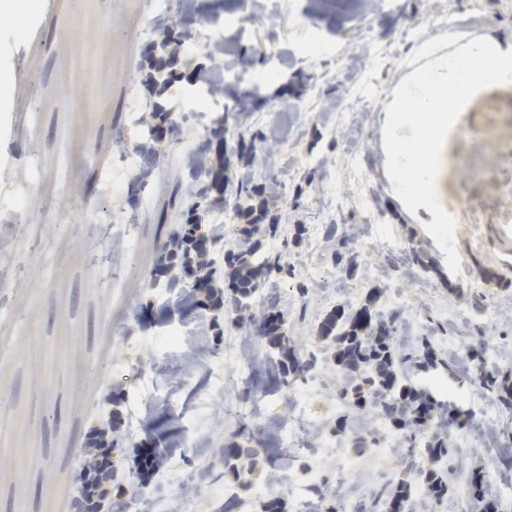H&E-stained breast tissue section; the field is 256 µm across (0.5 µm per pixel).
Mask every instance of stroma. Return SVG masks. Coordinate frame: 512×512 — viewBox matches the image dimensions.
<instances>
[{"mask_svg":"<svg viewBox=\"0 0 512 512\" xmlns=\"http://www.w3.org/2000/svg\"><path fill=\"white\" fill-rule=\"evenodd\" d=\"M23 2L35 44L0 23V512H75L83 450L107 426L117 442L107 502L130 499L126 475L144 449L165 448L194 494L155 475L146 493L179 512L191 501L198 512H224L212 490L228 483L224 451L237 445L253 451L254 470L234 512H261L272 499L293 505V473L280 493L267 485L283 450L270 419L252 410L258 389L281 396L286 415L284 395L294 390L323 414L324 436L345 437L347 467L323 460L308 490L333 493L336 512L401 483L422 512H473V472L512 481L503 464L512 406L497 389L472 385L461 362L476 343L495 346L492 369L512 383V320L500 317L512 307V268L488 246L493 225L512 222V85L478 93L442 150L437 194L456 220L459 275L424 229L430 211L409 212L395 195L383 145L393 91L422 58L411 29H428L439 54L452 46L441 26L450 16L471 36L512 45V0H196L205 11L196 34L223 33L255 63L237 69L217 99L206 49L178 46L186 78L165 101L177 129L154 162L141 151L154 121L140 61L177 0L156 13L146 0ZM219 125L232 174L251 170L279 217L276 235L253 241L257 260L280 269L244 310L213 306L203 289L197 304L178 303L192 279L173 287L153 273L159 244L183 222L172 191L190 184L187 159L206 158ZM244 137L251 153L239 151ZM113 180L119 188L106 195ZM393 239L403 254L391 252ZM342 240L354 263L339 269L332 256ZM365 305L393 319L397 350L429 339L437 363L413 373L418 387L458 411L496 408L481 452L457 430L453 453L435 465L403 444L361 458L356 448L373 445L374 433H338L346 385L336 344L318 324L333 308ZM270 309L283 316L289 347L318 358L289 388L268 346L239 326ZM174 331L185 344L168 343ZM245 341L258 357L248 385L238 377ZM218 362L219 389L209 374ZM433 465L448 477L439 499L419 477Z\"/></svg>","mask_w":512,"mask_h":512,"instance_id":"1","label":"stroma"}]
</instances>
